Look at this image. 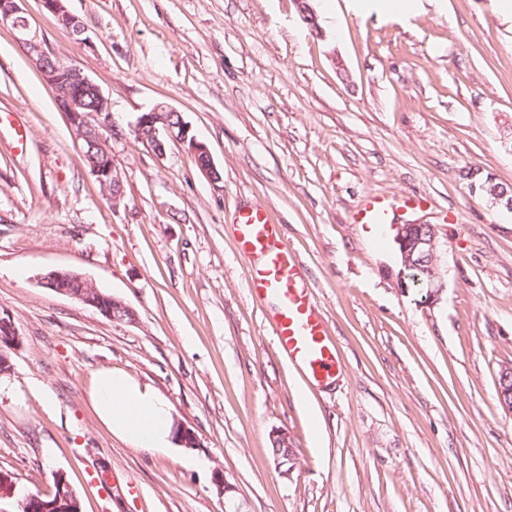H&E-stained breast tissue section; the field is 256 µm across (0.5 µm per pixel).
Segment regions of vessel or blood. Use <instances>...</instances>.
Listing matches in <instances>:
<instances>
[{
    "label": "vessel or blood",
    "mask_w": 512,
    "mask_h": 512,
    "mask_svg": "<svg viewBox=\"0 0 512 512\" xmlns=\"http://www.w3.org/2000/svg\"><path fill=\"white\" fill-rule=\"evenodd\" d=\"M387 219V206L377 199L369 201L357 215L361 224H383ZM233 228L253 300L275 305L269 326L276 347L312 384H333L343 362L302 276L297 254L282 242L280 225L265 207L252 205L236 211Z\"/></svg>",
    "instance_id": "vessel-or-blood-1"
}]
</instances>
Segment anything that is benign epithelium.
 <instances>
[{
	"label": "benign epithelium",
	"instance_id": "benign-epithelium-1",
	"mask_svg": "<svg viewBox=\"0 0 512 512\" xmlns=\"http://www.w3.org/2000/svg\"><path fill=\"white\" fill-rule=\"evenodd\" d=\"M24 0H0V22L8 23L14 31V38L25 51L32 64L40 71L45 82L54 90L55 100L59 109L65 112L70 128L76 141L85 137V132H93L102 143H108V137L116 134V124L112 122V105L101 89L78 66L61 60L55 53L48 50L43 33L34 27L26 16L23 8ZM44 11L54 17L57 25L79 36V41L92 45L87 35L84 22L76 14L68 11L63 0H41ZM175 108L166 104H157L150 110L141 113L132 125V132L142 141V130L151 129L153 139L149 147L158 156L165 153L164 141H175L185 145L192 156L203 154L210 159L206 145L190 136L188 122L181 121L177 126L170 124L167 113ZM95 180L105 187L112 185V197L108 201L113 209L124 196V173L115 163L99 165L90 171ZM471 188L488 195L493 203L512 212V191L500 186L488 177L485 180L471 183ZM393 242L398 254L399 268L396 274V286L402 293L409 291L410 286L422 287L424 302L431 305L441 300L445 288L446 269L442 261L443 244L440 240L439 228L435 224L409 221L403 224L390 225ZM76 279L87 281L83 275L70 270H50L40 275V282L64 296H73L70 289L63 283ZM83 303L102 311L109 318L124 321L126 317H134L132 309L124 302L113 297L108 298L100 292L83 299ZM0 328L5 336H0V350L3 346L14 347L18 335L13 321L0 314ZM512 367L501 371L499 392L501 405L512 413ZM60 483V495L50 505H40L31 497L21 502L24 512H63L65 505L71 503V487L63 474L56 475Z\"/></svg>",
	"mask_w": 512,
	"mask_h": 512
}]
</instances>
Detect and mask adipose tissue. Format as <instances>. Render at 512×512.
I'll list each match as a JSON object with an SVG mask.
<instances>
[{
	"mask_svg": "<svg viewBox=\"0 0 512 512\" xmlns=\"http://www.w3.org/2000/svg\"><path fill=\"white\" fill-rule=\"evenodd\" d=\"M89 397L98 420L130 448L165 451L178 440L168 400L129 374L100 368L90 378Z\"/></svg>",
	"mask_w": 512,
	"mask_h": 512,
	"instance_id": "ef3b65f1",
	"label": "adipose tissue"
}]
</instances>
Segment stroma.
<instances>
[{
    "mask_svg": "<svg viewBox=\"0 0 512 512\" xmlns=\"http://www.w3.org/2000/svg\"><path fill=\"white\" fill-rule=\"evenodd\" d=\"M80 45L24 0L61 58L92 79L121 129L112 209L65 113L0 23V313L20 336L0 376V474L16 496L63 474L80 512H512V213L466 171L512 187V20L495 0H423L404 17L354 0H63ZM180 111L220 173L183 144L156 156L131 130ZM438 225L443 298L395 288L387 225ZM260 204L282 224L345 372L305 384L252 300L231 220ZM67 269L135 312L114 321L46 288ZM127 372L200 445L148 453L97 419L92 372ZM296 460L282 474L270 436ZM223 472L235 491L220 493ZM388 209L384 202L373 199L359 211L356 221L359 224H386Z\"/></svg>",
    "mask_w": 512,
    "mask_h": 512,
    "instance_id": "35a3bbf8",
    "label": "stroma"
}]
</instances>
